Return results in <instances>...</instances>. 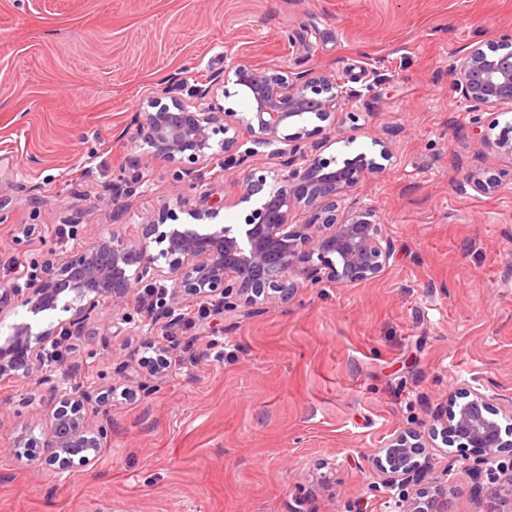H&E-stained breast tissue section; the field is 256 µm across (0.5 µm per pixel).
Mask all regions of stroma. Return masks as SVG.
Here are the masks:
<instances>
[{"label": "stroma", "mask_w": 512, "mask_h": 512, "mask_svg": "<svg viewBox=\"0 0 512 512\" xmlns=\"http://www.w3.org/2000/svg\"><path fill=\"white\" fill-rule=\"evenodd\" d=\"M512 31V0H0V267L77 248L139 224L174 197L173 168L144 155L128 128L167 79L186 86L227 59L303 65L357 95V140L322 149L398 159L352 192L378 207L395 245L377 279L300 281L281 307L169 326L132 303L74 330L53 377L108 394L111 432L94 466L61 472L43 448L7 447L50 426L46 393L0 381V512H387L373 459L394 434L431 420L464 385L492 408L512 402V159H485L448 64L472 42ZM496 176L481 193L465 176ZM244 173L223 159L185 176L191 200L242 223ZM35 227L26 237L21 227ZM170 346L154 386L116 373L157 340ZM140 382V383H141ZM448 512H506L474 494L478 449H432Z\"/></svg>", "instance_id": "35a3bbf8"}]
</instances>
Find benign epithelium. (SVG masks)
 Masks as SVG:
<instances>
[{
	"label": "benign epithelium",
	"instance_id": "benign-epithelium-1",
	"mask_svg": "<svg viewBox=\"0 0 512 512\" xmlns=\"http://www.w3.org/2000/svg\"><path fill=\"white\" fill-rule=\"evenodd\" d=\"M449 71L451 93L466 106L472 127L483 126L487 111L512 110V32L499 36L492 53L472 44L457 51ZM230 74L235 80L228 79ZM230 82L246 95L250 111L224 108ZM180 92L181 81L174 80L161 95L147 99L130 141L148 147L151 157L174 168L178 179L224 154V169L246 171L240 199L254 201V207L244 222L215 224L219 211L208 199L190 206L179 193L133 236L114 227L77 252L49 254L25 293L0 290L1 323L13 299L35 315L57 309L68 313L64 323L72 327L92 319L106 301L112 316L124 322L133 285L144 281L174 283V294L165 303L169 312L178 296L191 295L217 300L226 313L250 315L288 302L300 277L348 285L375 279L389 267L395 246L383 233L378 209L354 201L344 216L338 214L347 192L387 167L364 152L341 161L316 155L323 147L356 140L357 113L338 117L343 89L336 79L300 65L282 69L235 60L224 67V76L196 86L192 99ZM314 119L319 124L311 125ZM245 135L252 146L243 151ZM482 144L512 159V122L495 140L482 138ZM260 148L280 159L271 177L249 163ZM294 208L307 211V223H288ZM181 213L191 222H179ZM152 242L164 248L154 255ZM58 329L51 324L36 332L29 322L12 324L0 341V380L40 374L51 419L42 442L43 464L66 471L96 462L107 431L89 423L88 409L104 410L108 397L64 388L42 371V352ZM438 438L445 445L484 450L471 466L477 492L483 490L484 468L512 457V429L502 432L480 389L462 387L450 396L449 410L435 414L425 430L399 432L374 458L386 488L393 491L387 500L392 512H448V482L432 476V458L426 453ZM421 484L424 490L416 497L406 491Z\"/></svg>",
	"mask_w": 512,
	"mask_h": 512
}]
</instances>
